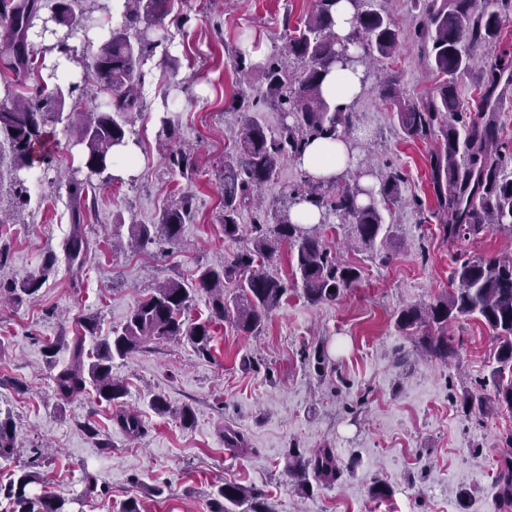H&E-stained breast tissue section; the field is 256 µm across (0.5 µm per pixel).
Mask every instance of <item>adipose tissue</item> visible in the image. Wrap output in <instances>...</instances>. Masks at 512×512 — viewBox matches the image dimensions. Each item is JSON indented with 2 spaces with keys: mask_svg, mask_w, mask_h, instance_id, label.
I'll list each match as a JSON object with an SVG mask.
<instances>
[{
  "mask_svg": "<svg viewBox=\"0 0 512 512\" xmlns=\"http://www.w3.org/2000/svg\"><path fill=\"white\" fill-rule=\"evenodd\" d=\"M354 150L349 140L317 138L310 140L295 163L310 181L327 185L350 170L349 158Z\"/></svg>",
  "mask_w": 512,
  "mask_h": 512,
  "instance_id": "adipose-tissue-1",
  "label": "adipose tissue"
}]
</instances>
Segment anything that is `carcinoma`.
<instances>
[{
  "mask_svg": "<svg viewBox=\"0 0 512 512\" xmlns=\"http://www.w3.org/2000/svg\"><path fill=\"white\" fill-rule=\"evenodd\" d=\"M84 0H0V26L8 33L0 39V72H10L15 88L7 90L10 105L0 106V135L8 140L15 154L14 171L27 172L44 163L35 156L60 120L65 100H82L80 85L52 66L45 74V54L57 52L70 60L75 50L69 39L79 30L99 25L93 9ZM123 23L84 59L107 95L104 104L88 111L71 113L77 127V143L83 146L86 177L66 181L71 204L73 230L64 243L70 268L82 270L90 248L83 228L89 193L95 188L94 176H105L113 163L112 150L125 144L133 131L121 119L142 109L140 87L145 65L163 41L152 36L172 13L175 0H121ZM337 0H315L304 23L287 35L284 54L270 58L263 66L265 90L253 99L242 95L236 108L244 112L242 125L234 131V149L224 155L221 193L224 201V239L243 237L241 211H255L250 237L244 249L227 265L201 266L195 280L185 283L168 280L137 303L120 331L98 335L94 319L81 322L82 330L98 336L87 352L84 337L74 336L68 344V364L51 378L53 392L68 397L92 385L99 399L116 404L125 395L123 383L113 377L112 362L138 351L154 341H187L202 356L209 354L210 323L229 320L243 332L256 334L269 314L286 295L288 283L273 277L268 265L278 246L286 243L293 250L294 284L301 286L312 303L337 300L341 292L361 279V270L342 262L330 252L315 228L296 223L289 212L268 213L258 189L278 176L281 159L295 157L311 137L335 139L349 132L354 115L349 106L328 101L322 92L325 75L335 65L361 67L364 79H374L382 98L397 112L403 132L419 139L435 138L440 148L429 158L430 181L435 196L432 216L448 242L486 230L512 234V147L501 140L496 109L503 87L512 85V44L503 41L502 13L512 11V0H493L491 6L477 9V0H413L419 22L414 39L421 45L429 69L439 77L432 93L419 101L402 96L391 73L380 74L376 61L395 52L401 30L384 9H373L369 0H350L355 9V25L341 40L334 33L333 6ZM491 48L494 61L479 65L477 51ZM474 76L478 81V112L464 110L456 96L457 80ZM272 108L287 122L274 132L261 112ZM168 165L187 173L193 168L191 150L179 148L170 153ZM377 184L365 187L354 180L336 195L329 196L322 186L303 180V187L291 192V199L309 198L338 224L353 225V239L361 246L375 248L377 241L390 236L392 225L384 212L406 202L405 177L398 169L377 176ZM195 212L193 196L182 194L160 214L156 224H134L130 244L145 250L158 241L178 243L183 225ZM48 255L41 270L19 284H0V300L20 304L34 297L55 265ZM451 274L452 288L445 298L421 311L417 306L401 308L396 326L402 331L435 324L439 332L415 340L428 359L443 362L455 355L448 323L461 317L481 319L494 334L497 349L492 370L495 400L512 409V258H460ZM208 299L209 321L190 323L184 315L195 295ZM465 414H482L486 402L481 394L464 398ZM116 422L130 435L142 432V420L134 413L120 411ZM508 451L498 460L497 497L503 509L512 507V436L504 439ZM224 444L238 453L247 452L244 435L235 429L224 431ZM14 444L13 423L0 419V458L9 456ZM288 474L299 486L308 478L318 482L339 480L344 474L332 448H318L303 454L289 449ZM36 472L24 471L7 484H0V496L9 512H67L66 500L47 494H29ZM269 512L261 494L234 483L218 487L211 512Z\"/></svg>",
  "mask_w": 512,
  "mask_h": 512,
  "instance_id": "cac0c4a2",
  "label": "carcinoma"
}]
</instances>
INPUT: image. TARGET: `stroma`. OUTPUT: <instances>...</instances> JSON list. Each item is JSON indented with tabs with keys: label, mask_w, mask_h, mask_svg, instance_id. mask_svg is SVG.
I'll return each mask as SVG.
<instances>
[{
	"label": "stroma",
	"mask_w": 512,
	"mask_h": 512,
	"mask_svg": "<svg viewBox=\"0 0 512 512\" xmlns=\"http://www.w3.org/2000/svg\"><path fill=\"white\" fill-rule=\"evenodd\" d=\"M399 22L403 34L382 68L395 73L408 98L427 96L437 84L409 31L412 0H375ZM313 0H181L185 25L166 19L167 49L178 67L148 62L142 86L143 112L132 115L141 150L135 178L98 183L84 227L91 241L82 277L72 282L62 244L71 216L66 176L84 177L83 154L68 118L52 135L54 161L41 194L16 210L10 194L13 170L9 143L0 137V283L37 273L47 253L56 266L34 298L0 306V412L10 415L15 450L0 460V483L26 470L31 451L48 447L33 493L69 499L70 512H118L137 500L144 512H210L211 499L232 481L261 493L271 512H387L388 500L372 496L375 482L393 489L401 512H500L495 486L501 439L512 433V411L493 402L491 371L497 341L478 318L449 324L457 344L455 363L429 361L415 352L410 332L397 329L405 306L445 297L457 257H512V235L487 231L443 240L431 216L434 194L428 158L436 140L408 137L374 82L352 104L356 126L346 138L359 163L405 175L406 204L389 218L393 234L368 250L350 247L347 224H327L328 247L362 270L355 287L333 303L312 304L290 291L258 334L228 323L212 324L210 356L185 342H157L115 359L112 373L126 385L120 406L101 402L93 389L67 398L54 394L51 377L67 365L58 344L79 331L84 318L102 333L121 327L132 308L159 283L191 280L198 265H218L240 250L224 238L218 175L231 134L243 116L240 94L260 96V65L238 73L246 44L266 54L282 49L287 27L304 22ZM179 101L172 145L194 151L195 170L174 174L169 146L160 134L170 101ZM194 197L196 210L178 244L163 253L134 254L112 248L131 225L156 223L162 208L180 194ZM423 199V207L410 197ZM57 343L55 355L47 344ZM324 344L330 363L315 368L305 351ZM411 355L409 366L395 362ZM488 397L483 415H466L465 394ZM163 396L169 409L157 411ZM190 408L191 424L178 413ZM137 413L143 423L133 438L114 421L117 409ZM241 431L247 453L224 446L225 428ZM328 446L346 464L330 485L303 490L289 478L288 451ZM97 478L98 492L77 502L84 474ZM392 498V499H393Z\"/></svg>",
	"instance_id": "stroma-1"
}]
</instances>
